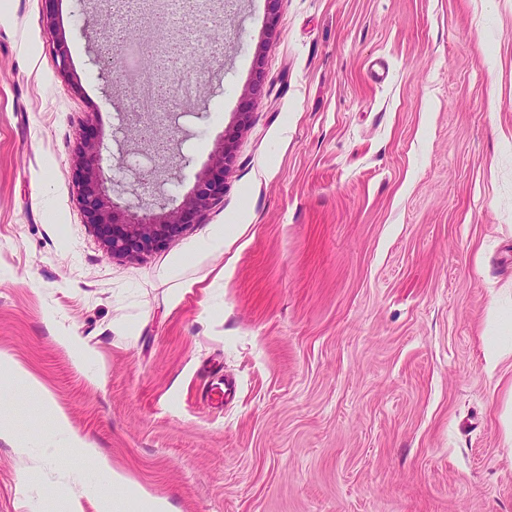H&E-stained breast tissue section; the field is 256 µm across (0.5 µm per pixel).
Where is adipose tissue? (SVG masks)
<instances>
[{"label":"adipose tissue","instance_id":"obj_1","mask_svg":"<svg viewBox=\"0 0 512 512\" xmlns=\"http://www.w3.org/2000/svg\"><path fill=\"white\" fill-rule=\"evenodd\" d=\"M56 430L43 444L45 458L58 459L62 449H69L86 466L105 476V484L92 487L91 495L99 504H107L113 497V489L120 488L126 493L123 512H171L166 499L153 496L132 482L127 476L115 471L108 458L96 449L90 448L71 429L63 411H56Z\"/></svg>","mask_w":512,"mask_h":512}]
</instances>
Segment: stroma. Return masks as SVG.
I'll return each instance as SVG.
<instances>
[{
  "label": "stroma",
  "mask_w": 512,
  "mask_h": 512,
  "mask_svg": "<svg viewBox=\"0 0 512 512\" xmlns=\"http://www.w3.org/2000/svg\"><path fill=\"white\" fill-rule=\"evenodd\" d=\"M108 21L114 53L169 38L189 55L163 159L126 134L138 94L94 62ZM89 134L116 179L153 171L175 205L227 143L224 198L111 257L79 201ZM226 224L238 236L192 261ZM501 307L512 0H282L273 23L265 0L146 20L121 0H0V351L55 402L0 386V512H96L91 471L41 458L56 407L172 512H512V362L484 363Z\"/></svg>",
  "instance_id": "35a3bbf8"
}]
</instances>
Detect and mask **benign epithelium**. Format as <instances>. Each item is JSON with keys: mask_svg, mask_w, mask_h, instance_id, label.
Wrapping results in <instances>:
<instances>
[{"mask_svg": "<svg viewBox=\"0 0 512 512\" xmlns=\"http://www.w3.org/2000/svg\"><path fill=\"white\" fill-rule=\"evenodd\" d=\"M262 78L254 80L242 101L239 117L246 119L252 100L262 93ZM232 161L228 148H222L216 164L198 173L193 188L182 202L168 208L157 185L145 178L126 187L112 176L104 175L103 156L97 145L83 153L84 176L81 179L80 204L106 250L114 257L138 256L163 246L190 224L201 222L205 212L224 198L225 177ZM156 195L147 205L145 194Z\"/></svg>", "mask_w": 512, "mask_h": 512, "instance_id": "7a95c632", "label": "benign epithelium"}]
</instances>
